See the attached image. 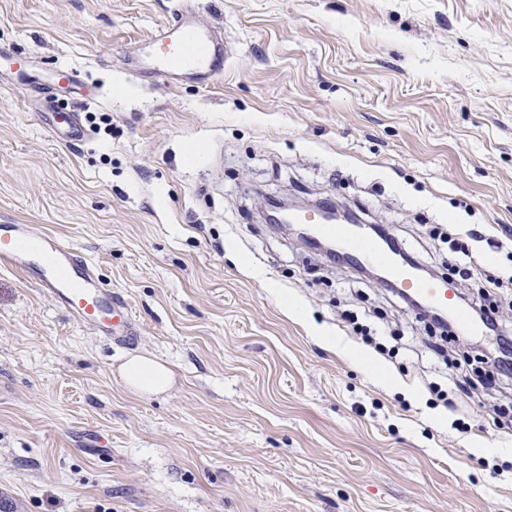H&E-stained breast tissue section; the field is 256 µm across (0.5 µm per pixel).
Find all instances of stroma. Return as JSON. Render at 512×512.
Returning <instances> with one entry per match:
<instances>
[{"label":"stroma","instance_id":"stroma-1","mask_svg":"<svg viewBox=\"0 0 512 512\" xmlns=\"http://www.w3.org/2000/svg\"><path fill=\"white\" fill-rule=\"evenodd\" d=\"M177 2L0 0V51L33 84L0 69V224L77 245L140 324L115 347L0 271V496L15 512H512V429L495 424L512 380L459 390L487 342L438 356L397 293L258 214L329 198L455 292L512 277V0H196L228 43L223 77L138 76ZM63 67L74 87L54 83ZM53 112L87 139L53 138ZM437 224L478 230L472 259L449 260ZM137 355L171 369L165 392L126 386Z\"/></svg>","mask_w":512,"mask_h":512}]
</instances>
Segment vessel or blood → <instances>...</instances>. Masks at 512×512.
Masks as SVG:
<instances>
[{"label":"vessel or blood","instance_id":"b4317fda","mask_svg":"<svg viewBox=\"0 0 512 512\" xmlns=\"http://www.w3.org/2000/svg\"><path fill=\"white\" fill-rule=\"evenodd\" d=\"M151 51L142 59L141 72L167 81L193 79L208 83L224 72L227 48L219 34L202 27L191 0H184L170 20L149 40ZM50 130L63 141H80L86 132L72 113H55ZM311 212L300 213L299 223L315 224ZM318 233L345 247L354 263L383 267L388 280L422 302L448 309L454 293L443 280H422L409 264L396 261L391 252L362 237L351 224H315ZM0 268L20 272L33 281L59 307L89 332L126 346L138 335L139 325L125 298L101 286L95 263L81 250L56 234L28 224H0Z\"/></svg>","mask_w":512,"mask_h":512}]
</instances>
